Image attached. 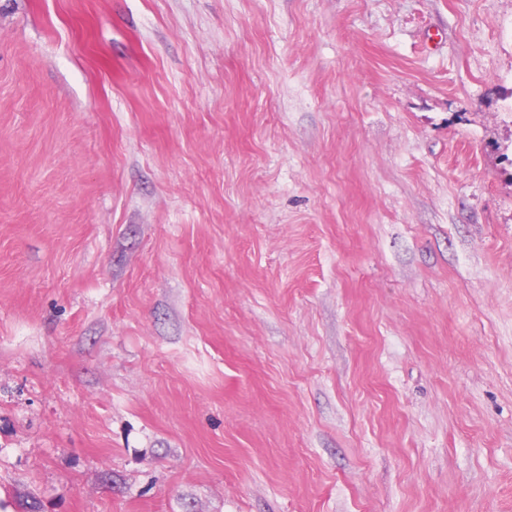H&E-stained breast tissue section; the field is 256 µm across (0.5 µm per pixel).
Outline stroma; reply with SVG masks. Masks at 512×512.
<instances>
[{
	"label": "stroma",
	"instance_id": "35a3bbf8",
	"mask_svg": "<svg viewBox=\"0 0 512 512\" xmlns=\"http://www.w3.org/2000/svg\"><path fill=\"white\" fill-rule=\"evenodd\" d=\"M0 512H512V0H0Z\"/></svg>",
	"mask_w": 512,
	"mask_h": 512
}]
</instances>
